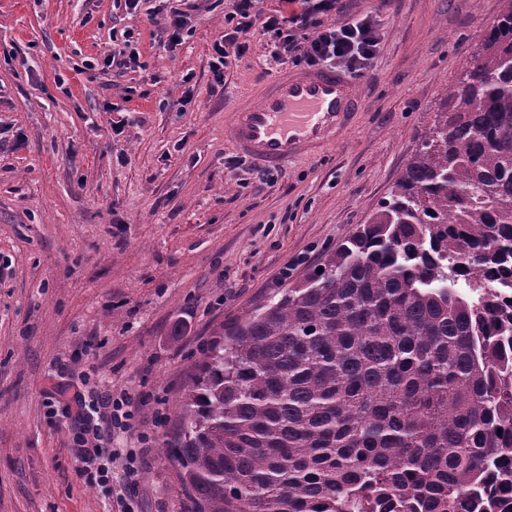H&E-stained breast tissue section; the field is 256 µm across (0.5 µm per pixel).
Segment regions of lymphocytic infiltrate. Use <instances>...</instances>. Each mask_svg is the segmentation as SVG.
I'll use <instances>...</instances> for the list:
<instances>
[{
	"label": "lymphocytic infiltrate",
	"mask_w": 512,
	"mask_h": 512,
	"mask_svg": "<svg viewBox=\"0 0 512 512\" xmlns=\"http://www.w3.org/2000/svg\"><path fill=\"white\" fill-rule=\"evenodd\" d=\"M228 16L232 30L212 45L210 70L215 83H223L231 61L245 56L250 46L244 36L254 27H261L269 37L270 55L277 63L317 67L341 64L352 75H359L377 54L379 23L373 15L333 21L339 0H279L277 9L268 10L264 0H230ZM49 415H63L75 426L74 452L80 460L81 475L97 482L112 479L111 461H119L122 478L136 486L142 462L134 451L113 453L104 459V445L114 430L129 431L134 412L128 396L112 397L98 393L86 397L84 392H71L69 386L55 383L45 393Z\"/></svg>",
	"instance_id": "1"
}]
</instances>
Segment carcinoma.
<instances>
[{"label": "carcinoma", "instance_id": "carcinoma-1", "mask_svg": "<svg viewBox=\"0 0 512 512\" xmlns=\"http://www.w3.org/2000/svg\"><path fill=\"white\" fill-rule=\"evenodd\" d=\"M389 198L224 326L178 400L191 512H512V0Z\"/></svg>", "mask_w": 512, "mask_h": 512}]
</instances>
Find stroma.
<instances>
[{"mask_svg": "<svg viewBox=\"0 0 512 512\" xmlns=\"http://www.w3.org/2000/svg\"><path fill=\"white\" fill-rule=\"evenodd\" d=\"M378 15L380 45L354 80L352 127L259 180L224 136L252 91L288 65L261 28L212 81L228 0H196L176 54L155 0H0V512H188L176 403L225 323L277 299L367 223L403 175L503 0H343ZM139 36L123 77L87 70ZM191 105H183L186 93ZM137 403L141 483L79 474L53 382Z\"/></svg>", "mask_w": 512, "mask_h": 512, "instance_id": "stroma-1", "label": "stroma"}]
</instances>
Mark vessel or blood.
<instances>
[{"label":"vessel or blood","instance_id":"1","mask_svg":"<svg viewBox=\"0 0 512 512\" xmlns=\"http://www.w3.org/2000/svg\"><path fill=\"white\" fill-rule=\"evenodd\" d=\"M255 96L257 105L235 111L224 135L241 156L265 167H282L334 141L360 106L352 79L329 69L278 75Z\"/></svg>","mask_w":512,"mask_h":512}]
</instances>
